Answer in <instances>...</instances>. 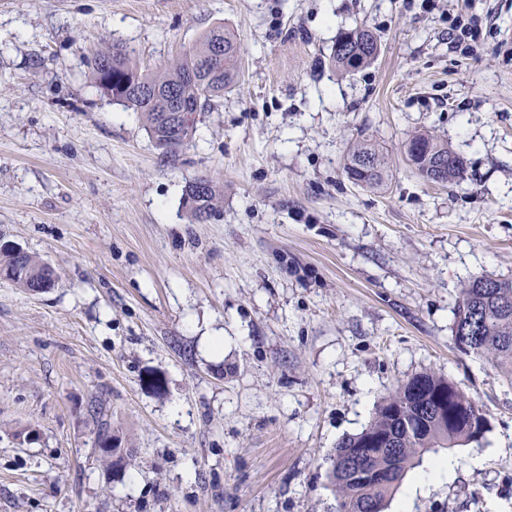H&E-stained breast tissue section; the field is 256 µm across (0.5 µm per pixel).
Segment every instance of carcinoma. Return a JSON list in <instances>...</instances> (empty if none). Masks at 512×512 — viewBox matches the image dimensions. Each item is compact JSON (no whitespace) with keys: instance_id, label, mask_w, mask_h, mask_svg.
<instances>
[{"instance_id":"carcinoma-1","label":"carcinoma","mask_w":512,"mask_h":512,"mask_svg":"<svg viewBox=\"0 0 512 512\" xmlns=\"http://www.w3.org/2000/svg\"><path fill=\"white\" fill-rule=\"evenodd\" d=\"M379 51L377 36L365 27H356L339 34L331 63L356 70L373 63ZM240 57L237 42L217 26L161 71L145 69L126 51L106 47L95 55L90 74L104 95L140 113L156 146L174 155L192 141L196 116L172 117L170 95L199 104L201 112L211 111L224 98V90L238 81ZM405 152L411 168L428 182L463 178V158L432 134L411 136ZM344 171L360 187L379 186L387 176L386 157L378 144L360 141L349 148ZM218 194L207 176L188 183L186 205L196 222L204 223L216 215ZM0 278L30 293L40 282L55 286L58 273L36 255L1 245ZM452 336L456 345L466 344L463 353L490 361L512 381V280L477 276L465 284L454 308ZM443 395L448 411L428 412ZM95 419V447L112 468H125L127 452L112 433L103 408H96ZM488 431L482 406L454 382L433 372L409 377L376 406L366 428L336 445L329 478L338 496V512H384L407 472L422 462L425 454L478 442ZM374 437L383 438L384 447L359 448L362 441ZM356 467L368 473L366 480L352 477Z\"/></svg>"}]
</instances>
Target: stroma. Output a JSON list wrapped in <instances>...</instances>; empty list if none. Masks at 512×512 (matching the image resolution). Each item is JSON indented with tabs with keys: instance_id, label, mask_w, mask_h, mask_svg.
I'll return each instance as SVG.
<instances>
[{
	"instance_id": "1",
	"label": "stroma",
	"mask_w": 512,
	"mask_h": 512,
	"mask_svg": "<svg viewBox=\"0 0 512 512\" xmlns=\"http://www.w3.org/2000/svg\"><path fill=\"white\" fill-rule=\"evenodd\" d=\"M464 8L472 52L448 34ZM218 25L241 77L165 154L90 60L115 44L159 71ZM355 27L377 60L332 69ZM421 131L462 180L411 170ZM363 138L382 188L344 174ZM199 175L224 189L202 224ZM0 240L60 274L37 295L0 279V512H336L337 443L425 371L490 428L425 454L385 512H512V382L451 333L464 283L512 279V0H0ZM185 192L186 205L197 223L209 221L219 211L216 204L219 190L209 177H195L188 183ZM95 419L97 423L95 448H98L100 455L110 462L112 469L122 470L128 465L127 452L121 448L119 437L112 433L111 424L105 419L102 407L96 408Z\"/></svg>"
}]
</instances>
